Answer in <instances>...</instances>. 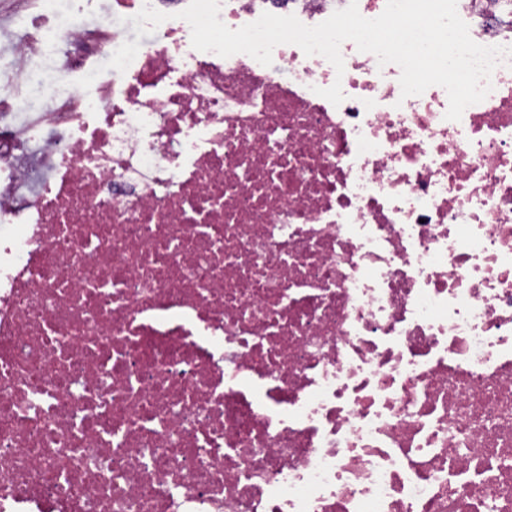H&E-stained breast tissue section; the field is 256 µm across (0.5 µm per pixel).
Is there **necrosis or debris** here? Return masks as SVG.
<instances>
[{"label": "necrosis or debris", "instance_id": "1", "mask_svg": "<svg viewBox=\"0 0 512 512\" xmlns=\"http://www.w3.org/2000/svg\"><path fill=\"white\" fill-rule=\"evenodd\" d=\"M157 2L0 14V512H512V10L457 0L508 50L457 121L354 42L265 66L182 19L46 87Z\"/></svg>", "mask_w": 512, "mask_h": 512}]
</instances>
